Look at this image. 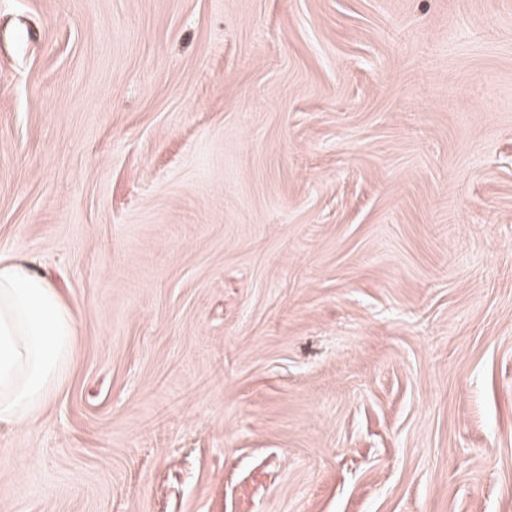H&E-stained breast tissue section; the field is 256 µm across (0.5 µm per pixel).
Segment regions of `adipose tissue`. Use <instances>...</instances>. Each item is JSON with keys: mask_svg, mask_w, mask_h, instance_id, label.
<instances>
[{"mask_svg": "<svg viewBox=\"0 0 512 512\" xmlns=\"http://www.w3.org/2000/svg\"><path fill=\"white\" fill-rule=\"evenodd\" d=\"M74 319L51 281L0 261V423L23 425L64 375Z\"/></svg>", "mask_w": 512, "mask_h": 512, "instance_id": "ef3b65f1", "label": "adipose tissue"}]
</instances>
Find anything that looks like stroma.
<instances>
[{"instance_id":"1","label":"stroma","mask_w":512,"mask_h":512,"mask_svg":"<svg viewBox=\"0 0 512 512\" xmlns=\"http://www.w3.org/2000/svg\"><path fill=\"white\" fill-rule=\"evenodd\" d=\"M16 256L0 512H512V0H0ZM74 319L51 281L0 261V423L24 425L64 375Z\"/></svg>"}]
</instances>
